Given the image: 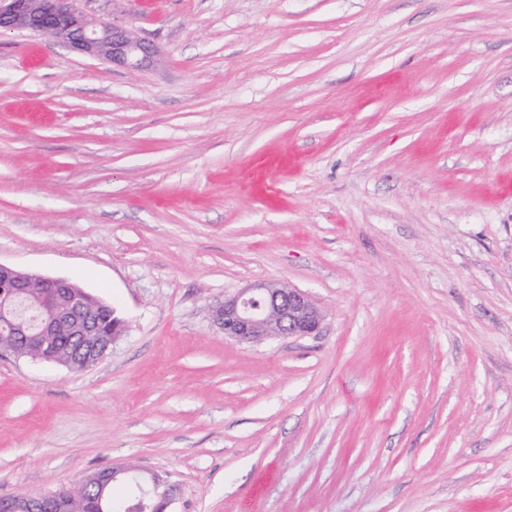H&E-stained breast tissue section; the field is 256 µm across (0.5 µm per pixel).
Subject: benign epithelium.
Segmentation results:
<instances>
[{
    "label": "benign epithelium",
    "instance_id": "1",
    "mask_svg": "<svg viewBox=\"0 0 512 512\" xmlns=\"http://www.w3.org/2000/svg\"><path fill=\"white\" fill-rule=\"evenodd\" d=\"M26 29L60 40L73 49L102 61L141 69L155 49L127 29L94 22L73 0H0V32ZM75 282L52 278L0 264V311H19V318L0 329V349L14 351L22 345L26 356L54 362L45 337L65 331L78 347V367L87 369L111 350L96 342L98 327L85 319L83 296H61L57 288ZM36 288L40 299L26 303L24 295ZM214 322L224 336L237 342H257L271 336H308L323 321L322 311L297 289L274 283H258L227 299L214 311Z\"/></svg>",
    "mask_w": 512,
    "mask_h": 512
}]
</instances>
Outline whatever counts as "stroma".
Masks as SVG:
<instances>
[{
  "label": "stroma",
  "mask_w": 512,
  "mask_h": 512,
  "mask_svg": "<svg viewBox=\"0 0 512 512\" xmlns=\"http://www.w3.org/2000/svg\"><path fill=\"white\" fill-rule=\"evenodd\" d=\"M132 71L0 34V263L126 330L0 352V497L130 466L168 512H512V0H77ZM306 292L310 336L212 305ZM322 311L297 289L258 283L224 300L214 322L224 336L237 342H257L271 336H308L323 321ZM140 483L148 491L149 497L146 500L143 499V497H145L147 493L144 490V488H141V494H139L136 497L137 499H140L139 509L137 510H144V508H142L144 501L147 504H151L152 501H157L162 497L166 496L167 494H169L173 485L172 483L164 479L160 482H153L148 476H145L143 478L140 477Z\"/></svg>",
  "instance_id": "1"
}]
</instances>
